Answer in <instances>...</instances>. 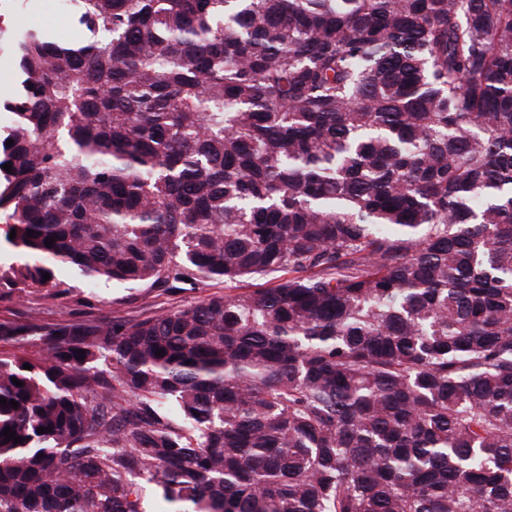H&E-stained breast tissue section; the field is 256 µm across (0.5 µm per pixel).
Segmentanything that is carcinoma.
Segmentation results:
<instances>
[{"mask_svg":"<svg viewBox=\"0 0 512 512\" xmlns=\"http://www.w3.org/2000/svg\"><path fill=\"white\" fill-rule=\"evenodd\" d=\"M66 5L0 12V288L224 292L0 322V512H512V0ZM59 0H34L32 6L21 0H10L3 4V10L11 20L25 23L34 18L43 28L52 30L59 38L68 39L75 33L69 17L58 12ZM16 91L15 61L11 51L0 49V132L9 126L13 115L4 104L11 101Z\"/></svg>","mask_w":512,"mask_h":512,"instance_id":"cac0c4a2","label":"carcinoma"}]
</instances>
